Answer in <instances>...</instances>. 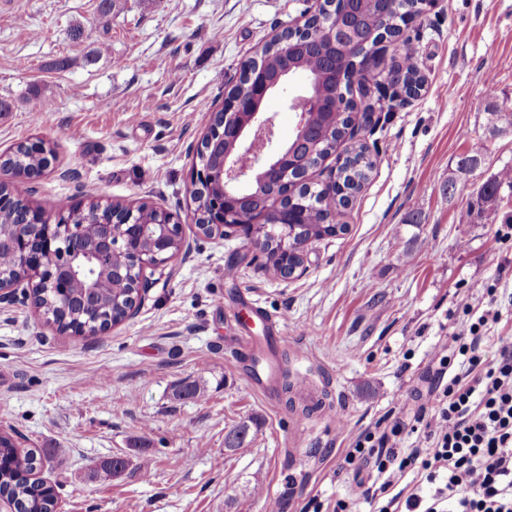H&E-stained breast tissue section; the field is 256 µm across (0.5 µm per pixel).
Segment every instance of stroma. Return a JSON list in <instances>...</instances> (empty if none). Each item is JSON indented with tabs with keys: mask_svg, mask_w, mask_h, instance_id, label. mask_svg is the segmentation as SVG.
I'll return each instance as SVG.
<instances>
[{
	"mask_svg": "<svg viewBox=\"0 0 512 512\" xmlns=\"http://www.w3.org/2000/svg\"><path fill=\"white\" fill-rule=\"evenodd\" d=\"M0 0V152L42 138L58 170L16 195L47 217L93 202L147 203L185 219L194 148L224 107L243 60L303 20L306 0ZM426 79L418 97L377 111L358 140L374 169L311 242L305 274L271 278L241 235L184 231L189 258L154 271L137 316L97 335L56 330L30 303L0 313V432L52 458L40 473L64 512H332L370 468L345 450L365 430L428 397L434 351L450 344L458 304L496 310L512 334V241L499 212L465 224L475 186L512 165V129L491 134L489 105L512 106V0H439L409 29ZM299 74L267 99L277 139L292 138ZM51 107L33 117L30 98ZM480 167L456 195L448 174ZM240 331L250 343L227 344ZM276 353L296 389L327 398L308 418L250 356ZM195 382L205 401L177 398ZM248 422L243 448L225 434ZM115 457L127 466L94 478Z\"/></svg>",
	"mask_w": 512,
	"mask_h": 512,
	"instance_id": "obj_1",
	"label": "stroma"
}]
</instances>
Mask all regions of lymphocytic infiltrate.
Instances as JSON below:
<instances>
[{
  "mask_svg": "<svg viewBox=\"0 0 512 512\" xmlns=\"http://www.w3.org/2000/svg\"><path fill=\"white\" fill-rule=\"evenodd\" d=\"M452 334L453 349L436 355L431 405L411 420L359 435L347 461L373 463L379 487H364L371 501L407 474L425 480L428 495L411 492L405 512H512V336L487 337L489 314L474 315L469 302ZM497 348L487 358L486 345ZM420 426L423 445L402 447L409 425Z\"/></svg>",
  "mask_w": 512,
  "mask_h": 512,
  "instance_id": "f902f5d3",
  "label": "lymphocytic infiltrate"
}]
</instances>
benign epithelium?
Listing matches in <instances>:
<instances>
[{
    "instance_id": "obj_1",
    "label": "benign epithelium",
    "mask_w": 512,
    "mask_h": 512,
    "mask_svg": "<svg viewBox=\"0 0 512 512\" xmlns=\"http://www.w3.org/2000/svg\"><path fill=\"white\" fill-rule=\"evenodd\" d=\"M321 8L311 17L314 22L329 29H343L346 19L336 15L330 6L318 0ZM263 52L242 63L241 74L253 86L252 103L246 107L235 99H226L224 111L213 112L209 125L197 148L198 163L192 169L191 196L196 203L192 224L208 236H230L243 233L249 243L262 251L265 240L260 225L265 223L264 214L255 213L251 219L243 215L247 202V189L258 180L272 183L270 199L273 209L285 212L281 207L286 191L289 203H294L295 192L308 184L309 165L318 152V135L308 129L309 113L317 112L326 104L324 78L312 76L300 99L304 109L297 113L296 131L300 139L293 145L276 142V117L262 110L265 98L278 81L270 80L261 67ZM231 142L233 149L224 150V143ZM13 151L0 154V185H14L31 181L52 169L57 156H48L46 166L40 172H18L9 163ZM331 188L350 200L359 192L353 185H344L336 179V169L327 178ZM157 220L150 223L142 219L144 211L137 206L112 203V207L94 210L97 224L112 229L118 224L125 228L123 243L116 245L105 236L95 248L81 238L82 225L74 223L71 216H62L54 224L41 212H28L19 221L0 226V252L8 251L15 261L16 276L12 282H0V303L11 302L17 290L32 280L38 288H67L72 282H80L92 290L96 288L98 275L92 270L107 264L112 279L123 288H132L126 320L136 317L145 294L148 280L145 270L163 266L180 254L188 255L189 241L183 235V223L173 214L154 209ZM281 235L288 240V252L304 255L308 243L297 236V226L288 219L278 221Z\"/></svg>"
}]
</instances>
